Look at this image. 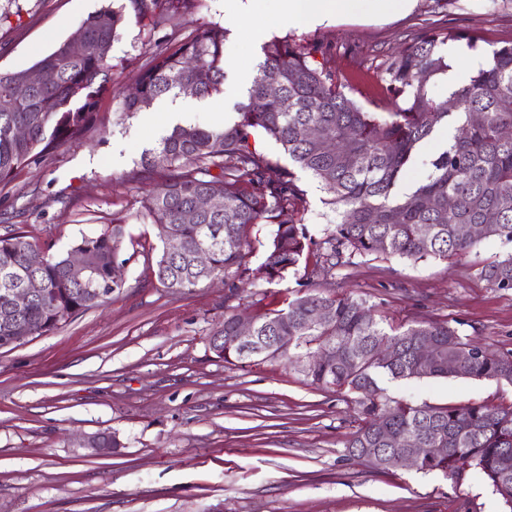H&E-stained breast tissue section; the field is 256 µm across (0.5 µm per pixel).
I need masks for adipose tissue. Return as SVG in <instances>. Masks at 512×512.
<instances>
[{
	"label": "adipose tissue",
	"mask_w": 512,
	"mask_h": 512,
	"mask_svg": "<svg viewBox=\"0 0 512 512\" xmlns=\"http://www.w3.org/2000/svg\"><path fill=\"white\" fill-rule=\"evenodd\" d=\"M411 0H278L272 18L255 15L250 23V37L260 40L270 25L323 23L330 17L368 14L388 18L407 11Z\"/></svg>",
	"instance_id": "obj_1"
}]
</instances>
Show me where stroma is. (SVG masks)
<instances>
[{
	"mask_svg": "<svg viewBox=\"0 0 512 512\" xmlns=\"http://www.w3.org/2000/svg\"><path fill=\"white\" fill-rule=\"evenodd\" d=\"M111 0H0V73L25 70L73 35ZM204 25L227 28L229 65L222 93L185 114L187 124L215 125L232 116L256 71L261 43L243 35L228 0H197L177 22L184 40ZM478 37L468 58L512 40V0H413L400 17L359 14L317 26L273 27L266 38L320 46L318 63L347 95L368 109L382 104L376 78L384 62L429 26ZM167 30L129 22L112 44V90L98 104L115 114ZM165 104L136 113L93 144H69L0 183V236L67 249L119 214L142 248L124 269L125 286L105 306L79 313L54 332L0 348V512H504L487 483L397 468L385 473L350 458L345 444L359 421L350 396L310 385L287 359L258 365L224 363L209 347L224 320L223 281L193 292L163 288L152 268L159 241L140 213L147 185L129 181L143 150L178 120ZM297 184L304 222L322 239L335 216L307 174ZM512 253V243L486 241L440 260L370 255L308 280L304 257L285 280L268 284L267 301L303 284L353 294L387 321L438 320L461 336L512 351V291L490 288L477 270ZM389 398L464 406L508 405L512 386L488 380L388 381ZM110 432L122 446L93 455L83 441Z\"/></svg>",
	"mask_w": 512,
	"mask_h": 512,
	"instance_id": "1",
	"label": "stroma"
}]
</instances>
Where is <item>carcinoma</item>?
<instances>
[{"instance_id":"cac0c4a2","label":"carcinoma","mask_w":512,"mask_h":512,"mask_svg":"<svg viewBox=\"0 0 512 512\" xmlns=\"http://www.w3.org/2000/svg\"><path fill=\"white\" fill-rule=\"evenodd\" d=\"M194 0H131L138 23L172 26ZM128 22L126 6L105 7L83 24L85 50L73 54L61 42L34 68H49L54 79L33 85L28 94L0 111V182L10 181L35 158L111 130L112 119L97 111L111 70L110 54L118 31ZM226 29L203 26L173 49L156 45L136 80L138 94L123 100L124 120L163 98L181 95L184 85L195 96L222 92ZM478 38L431 29L388 58L377 73L391 104L372 112L344 92L336 75L317 66L315 43L275 37L262 47L263 60L237 104L238 120L223 126L174 127L159 146L147 151L129 179L149 185L142 218L156 228L162 243L153 274L167 288L191 292L201 283L224 279V362L260 364L285 357L319 388L353 395L359 425L347 440L349 456L383 471L398 467L394 459L407 443L418 440L437 448L419 466L456 481L481 476L512 512V467H501L512 455V404L464 407L414 404L385 396L381 384L424 378L466 377L512 384V352L497 353L464 338L446 321L385 326L376 305L362 297L294 290L280 309L263 305L260 282L282 281L310 253L316 260L311 276L326 278L356 257L381 254L409 259H448L465 255L481 242L512 243V139L501 130L512 127V42L492 49L487 64L443 98L437 88L448 82V58L439 48L450 40ZM28 70L0 74V98ZM288 110H283V105ZM468 129L446 141L430 161L429 172L408 185L409 172L425 142L444 128ZM316 128L321 138L308 135ZM26 130L20 138L17 131ZM274 140L288 155L282 165L251 142L256 133ZM314 177L327 195L324 204L337 222L317 242L304 224L306 201L297 172ZM203 196H217L222 207L196 210ZM454 207L448 208V199ZM273 226L263 262L250 267L260 225ZM461 224L484 225L477 240L461 237ZM125 219L114 215L92 236L69 249L50 252L33 266L30 254L42 249L22 232L0 237V347L8 336L46 335L75 314L98 308L120 294L125 282L112 278V267L126 264ZM180 239L181 251H167V240ZM210 252L207 266L196 253ZM72 252L89 256L91 271L83 283L67 272ZM479 278L500 291H512V253L483 264ZM41 285L18 316L7 317L12 291ZM247 298L257 340L242 355L233 343L237 307L232 298ZM329 317L316 319L318 309ZM421 338L431 340L434 354L420 366ZM393 347L389 361L377 357L382 340ZM336 347L332 362L310 360L322 347ZM397 443L388 444L390 437Z\"/></svg>"}]
</instances>
